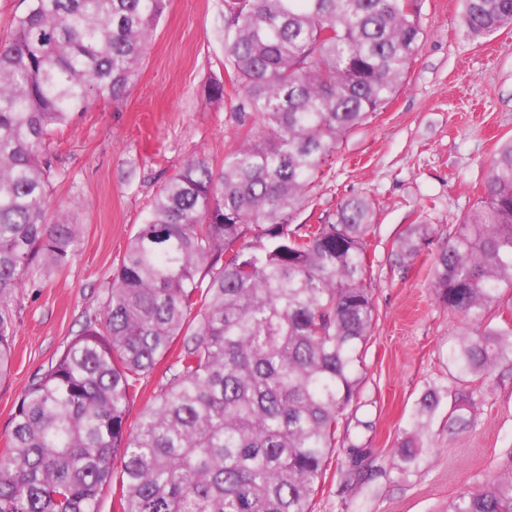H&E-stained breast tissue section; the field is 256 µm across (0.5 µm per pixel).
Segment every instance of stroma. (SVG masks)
<instances>
[{"mask_svg": "<svg viewBox=\"0 0 512 512\" xmlns=\"http://www.w3.org/2000/svg\"><path fill=\"white\" fill-rule=\"evenodd\" d=\"M423 39L390 103L347 133L297 216L332 220L339 206L365 198L374 207L369 238L375 306L363 355L357 426L338 438L313 512H446L454 497L512 467V369L473 387L466 427H449L457 388L448 348L466 325L433 295L432 265L446 238L484 194L485 167L512 137V29L481 41L461 24V0H421ZM223 0H168L123 98L96 100L55 131L58 171L52 210L80 225L77 253L61 271L33 266L15 298L12 364L0 380V452L14 407L33 379L98 317L112 271L165 182L189 159L221 167L240 125L230 103L207 100L224 76ZM430 236L410 259L397 244L409 225ZM442 400L416 466L400 468L397 447L421 398ZM359 450L370 479L342 488L340 467Z\"/></svg>", "mask_w": 512, "mask_h": 512, "instance_id": "35a3bbf8", "label": "stroma"}]
</instances>
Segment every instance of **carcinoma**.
Listing matches in <instances>:
<instances>
[{
	"mask_svg": "<svg viewBox=\"0 0 512 512\" xmlns=\"http://www.w3.org/2000/svg\"><path fill=\"white\" fill-rule=\"evenodd\" d=\"M167 0H28L0 43V380L12 362V302L41 259L71 262L81 229L47 219V141L92 95L120 97ZM418 0H224V73L208 96L254 115L216 170L186 161L152 202L89 320L12 414L0 512H99L120 460L121 512H312L340 420L359 400L374 320L372 204L294 224L341 137L398 92L423 35ZM472 39L512 27V0H463ZM411 224L413 257L429 236ZM512 288V139L484 196L440 248L432 291L469 329L448 349L463 384L512 366V321L490 310ZM181 342L169 382L132 425L142 380ZM436 392L399 444L425 447ZM476 406L455 393L448 428ZM344 485L364 481L357 457ZM448 512H512V472L459 493Z\"/></svg>",
	"mask_w": 512,
	"mask_h": 512,
	"instance_id": "carcinoma-1",
	"label": "carcinoma"
}]
</instances>
